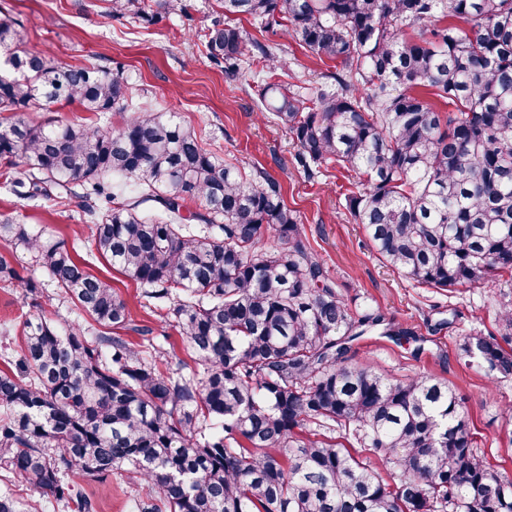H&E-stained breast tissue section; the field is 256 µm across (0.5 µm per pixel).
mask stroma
<instances>
[{"instance_id":"stroma-1","label":"stroma","mask_w":512,"mask_h":512,"mask_svg":"<svg viewBox=\"0 0 512 512\" xmlns=\"http://www.w3.org/2000/svg\"><path fill=\"white\" fill-rule=\"evenodd\" d=\"M185 17H165L148 25L109 16L108 0H0V11L18 24L22 45L48 51L71 64H104L124 72L135 94H147L177 121L195 129L201 144L246 170L264 171L279 182L285 202L298 211L303 231L324 261L339 292L359 306L370 304L396 326L411 329V339L372 332L355 341L349 362H370L394 376L428 374L448 381L465 402L477 446L504 475L512 477V379H491L469 364L460 350L472 329L500 333L499 311L512 300V282L489 287L439 290L414 286L386 266L371 249L361 225L344 207L351 176L324 168L310 175L295 160L296 147L281 125L257 107L253 74L235 81L206 56L201 34L222 10L219 0H186ZM288 50L285 81L315 91L328 84L332 64L284 36L260 33ZM17 218L46 227L91 254L88 270L127 299L134 324L168 333L177 357H184L176 329L166 328L158 311L142 299L140 285L104 257L92 255L84 214L77 204L26 201L0 182V219ZM76 317V307L46 286L38 306L23 303L18 289L0 283V354L17 355L23 322L35 311ZM87 493L97 512H132L144 485L128 474L92 482Z\"/></svg>"}]
</instances>
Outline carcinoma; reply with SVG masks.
<instances>
[{
    "label": "carcinoma",
    "instance_id": "cac0c4a2",
    "mask_svg": "<svg viewBox=\"0 0 512 512\" xmlns=\"http://www.w3.org/2000/svg\"><path fill=\"white\" fill-rule=\"evenodd\" d=\"M110 2L115 19L187 15L183 0ZM222 3L204 31L208 58L228 80L262 64V109L304 168L354 172L345 208L384 263L441 290L512 279V0ZM239 16L334 63L335 84L310 97L280 80L288 59ZM19 41L0 18L11 191L77 199L94 249L144 288L189 360L167 359L169 336L131 327L127 301L76 246L0 220V240L92 318L26 319L18 363L0 369L1 471L72 512H96L84 484L115 472L147 485L137 512H512V480L479 452L447 381L347 362L383 317L352 310L274 179L207 151L133 98L123 71ZM62 100L95 120L29 119ZM148 201L161 215L140 211ZM0 281L43 294L2 256ZM500 321L507 338L473 331L461 351L511 379L512 301ZM129 327L139 342L110 333Z\"/></svg>",
    "mask_w": 512,
    "mask_h": 512
}]
</instances>
